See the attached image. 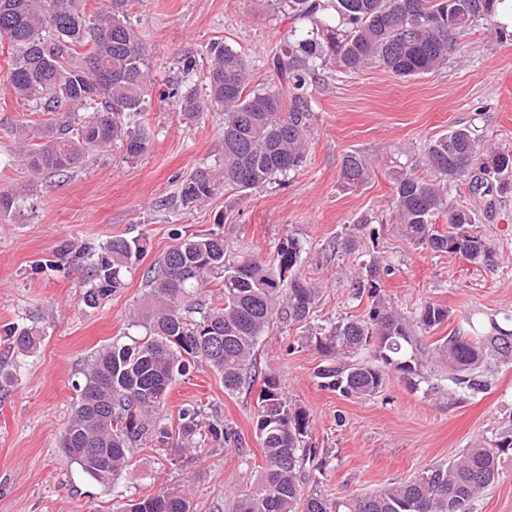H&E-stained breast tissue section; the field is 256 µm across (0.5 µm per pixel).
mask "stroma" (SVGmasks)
<instances>
[{"instance_id": "obj_1", "label": "stroma", "mask_w": 512, "mask_h": 512, "mask_svg": "<svg viewBox=\"0 0 512 512\" xmlns=\"http://www.w3.org/2000/svg\"><path fill=\"white\" fill-rule=\"evenodd\" d=\"M128 20L151 51L150 101L125 122L146 132L141 156L121 142L90 155L73 171L30 180L8 131L42 122L17 100L7 81L10 44L0 42V189L28 184L20 206L0 223V353L4 329L38 317L45 340L26 358L17 381L0 393V512H113L115 504L162 491L186 494L191 512H235L234 494L260 476L262 449L255 413L262 383L225 394L220 376L204 362L172 385L162 415L176 427L181 408L202 405L207 422L236 430L239 447L206 441L203 448H143L112 486L90 481L70 465L60 439L75 401V382L91 355L113 340L138 335L129 318L147 288L142 275L173 245L172 230L223 234L234 249L272 257L288 237L303 247L302 270L320 290L311 326L274 322L256 355L258 373H277L289 401L308 418V464L332 496H349L408 480L445 462L475 440L494 443L512 431V363L493 366L485 390L455 386L433 353L440 340L466 331L468 320L512 322V193L499 201L448 186L447 211L436 230L447 231L450 210L472 211L494 248V266L469 263L400 237L392 173L426 176L425 147L449 129L469 127L478 144L512 150V26L480 20L458 36L459 53L438 71L401 78L383 67L350 74L320 67L314 87V125L307 159L298 170L241 195L227 190L195 206L183 205L180 186L197 168L224 157V114L205 110L195 120L180 112L187 92L205 97L210 48L220 43L248 64V90L273 81L269 61L290 22L279 0H132ZM192 71H184L185 59ZM364 156L373 169L355 191L342 188L344 157ZM366 222L358 249L340 244ZM146 236L148 250L125 276V286L95 308L80 301L84 245L114 236ZM72 250L62 253V241ZM378 262L385 299L404 314L426 301L449 317L420 334L423 378L408 383L387 370L382 387L365 398L344 397L315 373L335 363L319 344L336 323L367 313L353 299L350 280Z\"/></svg>"}]
</instances>
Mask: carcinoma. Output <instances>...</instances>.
I'll return each instance as SVG.
<instances>
[{
  "mask_svg": "<svg viewBox=\"0 0 512 512\" xmlns=\"http://www.w3.org/2000/svg\"><path fill=\"white\" fill-rule=\"evenodd\" d=\"M85 0H0V39L13 50L8 79L13 95L36 112H85V120L44 125L16 124L10 135L30 175L60 173L82 164L92 153L125 144L136 158L147 149L143 133L124 123L128 112L146 109L150 84L149 50L127 21L132 0H108L109 6L86 18ZM504 0H331L339 20L318 19L320 0H284L288 18L307 20L311 28L291 27L270 61L274 81L245 92L246 60L234 49L211 48L206 97H182L180 110L195 119L208 108L224 112V161L200 167L180 188L183 204H199L223 190L248 193L279 175L300 168L311 135L310 87L318 80L316 63L338 60L349 72L379 64L400 77L430 73L448 63L455 34L478 19H490ZM425 164L433 178L395 171L397 232L407 241L435 252L460 254L491 267L496 253L477 230L470 211L448 213L445 234L432 229L444 209L448 183L464 178L471 190L490 195L512 193V152L494 144H476L471 130L455 127L429 141ZM371 167L358 153L345 156L343 187L366 184ZM23 187L0 190V220L8 218ZM90 264L81 301L97 307L117 289L145 250L144 239L113 237L84 247ZM302 245L288 237L276 257L263 261L234 253L224 236L183 237L149 270V306L134 314L131 326L143 334L129 343L114 342L87 360L72 415L61 438L69 463L98 484L111 486L128 466L134 448H199L208 435L218 445L239 444L237 432L203 422L201 407L179 412L178 431L158 418L177 377L191 363L209 364L224 381V392H237L255 366L256 344L281 318L308 321L319 288L301 270ZM381 268L352 278L354 296L367 298L368 313L334 326L328 348L349 357L374 353L377 364L322 366L316 376L340 395L369 397L382 386L386 369L411 381L422 375L414 333L428 332L448 320V308L426 301L408 318L381 294ZM222 289L221 302L203 298L204 288ZM470 331L449 336L434 348L448 362L452 382L468 390L481 387L477 370L486 359L512 362V328L491 321L490 329L469 323ZM6 352L0 355V392L14 384L16 359L29 357L44 340L31 324L5 329ZM256 434L264 467L258 481L238 494L236 512H470L472 501L499 476L501 457L512 450V433L491 447L481 441L410 481L395 482L373 493L333 497L309 482L306 464L317 449L306 447L308 419L292 406L275 373L263 376L256 410ZM137 504L144 512H190L180 493L160 492Z\"/></svg>",
  "mask_w": 512,
  "mask_h": 512,
  "instance_id": "carcinoma-1",
  "label": "carcinoma"
}]
</instances>
